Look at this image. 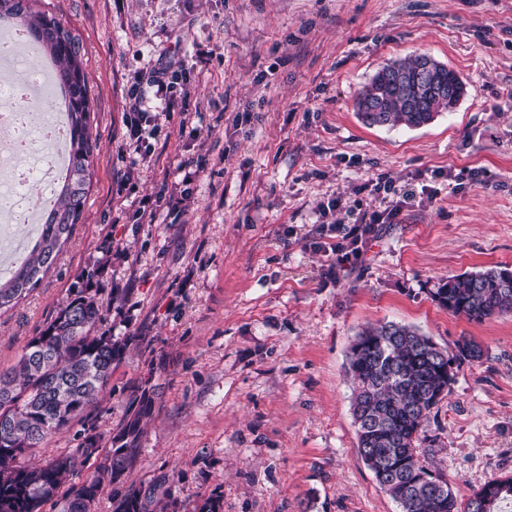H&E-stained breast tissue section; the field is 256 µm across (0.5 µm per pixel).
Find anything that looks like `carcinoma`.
Returning <instances> with one entry per match:
<instances>
[{
    "instance_id": "1",
    "label": "carcinoma",
    "mask_w": 512,
    "mask_h": 512,
    "mask_svg": "<svg viewBox=\"0 0 512 512\" xmlns=\"http://www.w3.org/2000/svg\"><path fill=\"white\" fill-rule=\"evenodd\" d=\"M33 2L0 0V15L18 18L50 48L57 70L55 88L69 92L64 106L71 126L70 161L37 241L17 261L11 278L0 281V312L26 297L55 264L82 219L91 187L93 105L82 44L56 15L33 10ZM427 58L417 54L381 67L356 99L361 121L368 126L418 128L440 112L453 111L465 94V84L454 70L435 67L437 93L414 83ZM374 104L381 111H366ZM435 298L452 314L481 323L512 313V276L496 267L450 277L437 288ZM102 320L97 290L88 282H77L15 365L0 370V512H43L48 503L59 512H93L111 485L112 512H179L164 479L116 489L136 461L142 424L152 408L154 388L146 383L133 391L128 418L111 438L113 447H102L100 435L89 426L76 432L77 445L69 453L38 466L20 462L22 455L44 446L50 436L86 420L87 410L124 359L127 340L101 329ZM431 341L419 330L394 322L367 326L358 334L349 362L355 383L352 415L358 454L372 471H394L379 485L401 512H502V503L512 501L511 477L485 484L461 503L443 477L421 461L424 422L453 378L448 365L482 357L479 346L463 339L455 351L440 358L431 350ZM89 462L93 473L82 482H70L77 467ZM223 508V497L215 491L194 512H223Z\"/></svg>"
}]
</instances>
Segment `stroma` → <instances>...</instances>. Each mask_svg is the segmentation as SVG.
Segmentation results:
<instances>
[{"label": "stroma", "mask_w": 512, "mask_h": 512, "mask_svg": "<svg viewBox=\"0 0 512 512\" xmlns=\"http://www.w3.org/2000/svg\"><path fill=\"white\" fill-rule=\"evenodd\" d=\"M78 34L95 102L92 185L50 272L0 314V369L89 279L103 325L129 348L89 423L110 441L144 381L156 387L130 474L168 477L181 505L220 492L224 512H400L357 452L348 373L367 325L393 321L454 366L420 449L467 500L512 477V314L474 323L438 305L441 280L512 267V0H37ZM424 53L465 96L420 128L366 126L361 88ZM193 67L160 118L157 161L126 152L133 77L156 59ZM200 167L180 169L181 160ZM481 182L468 178L471 169ZM435 200L379 225L361 259L315 248L318 206L380 199L378 176ZM189 190L186 212L135 213Z\"/></svg>", "instance_id": "1"}]
</instances>
